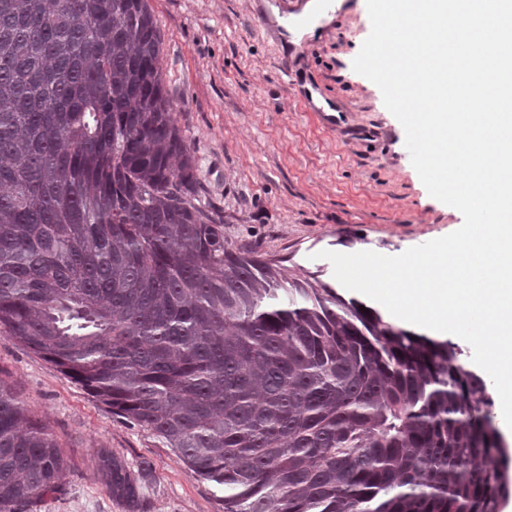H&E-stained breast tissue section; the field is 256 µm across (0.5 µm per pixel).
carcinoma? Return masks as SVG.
<instances>
[{
	"label": "carcinoma",
	"mask_w": 512,
	"mask_h": 512,
	"mask_svg": "<svg viewBox=\"0 0 512 512\" xmlns=\"http://www.w3.org/2000/svg\"><path fill=\"white\" fill-rule=\"evenodd\" d=\"M148 0H0V335L152 432L224 512H498L486 380L195 203ZM48 426L0 379V512L63 490ZM125 512L145 467L98 456Z\"/></svg>",
	"instance_id": "obj_1"
}]
</instances>
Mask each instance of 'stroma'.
Listing matches in <instances>:
<instances>
[{
    "label": "stroma",
    "instance_id": "1",
    "mask_svg": "<svg viewBox=\"0 0 512 512\" xmlns=\"http://www.w3.org/2000/svg\"><path fill=\"white\" fill-rule=\"evenodd\" d=\"M303 0H150L163 39L165 86L195 156L198 201L224 236L283 261L289 276L334 282L328 250L396 256L459 229L462 214L433 198L379 87L352 62L371 31L366 0H344L320 35L291 41ZM274 6L278 21L259 26ZM313 81L342 112L323 128L289 90ZM0 378L51 428L68 471L34 512H124L95 477L106 448L151 466L148 512H224V493L196 477L153 433L112 415L51 364L0 336Z\"/></svg>",
    "mask_w": 512,
    "mask_h": 512
}]
</instances>
